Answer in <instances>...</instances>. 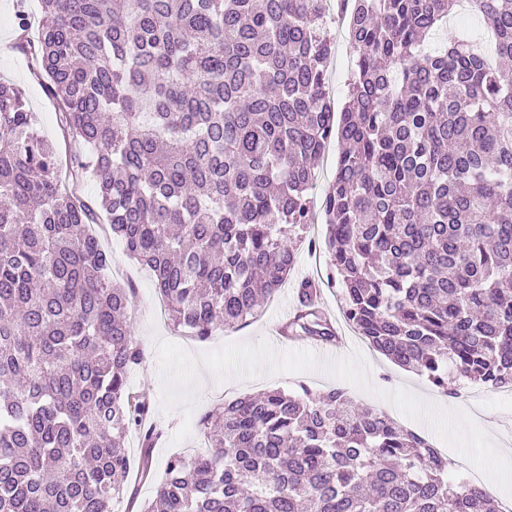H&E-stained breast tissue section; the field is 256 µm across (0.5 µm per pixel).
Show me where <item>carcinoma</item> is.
I'll use <instances>...</instances> for the list:
<instances>
[{"label":"carcinoma","instance_id":"carcinoma-1","mask_svg":"<svg viewBox=\"0 0 512 512\" xmlns=\"http://www.w3.org/2000/svg\"><path fill=\"white\" fill-rule=\"evenodd\" d=\"M16 24L79 145L93 209L58 178L22 92L0 82V512H112L160 432L128 375L135 288L107 277L105 215L199 340L273 296L314 222V163L345 145L323 201L346 321L456 397L512 387V0H469L488 51L425 42L460 0H336L354 65L329 98L331 0H40ZM315 279L282 330L336 338ZM208 452L167 462L143 512H500L421 435L341 387L225 402ZM141 449L132 463L126 440Z\"/></svg>","mask_w":512,"mask_h":512}]
</instances>
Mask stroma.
Segmentation results:
<instances>
[{
    "label": "stroma",
    "mask_w": 512,
    "mask_h": 512,
    "mask_svg": "<svg viewBox=\"0 0 512 512\" xmlns=\"http://www.w3.org/2000/svg\"><path fill=\"white\" fill-rule=\"evenodd\" d=\"M37 4L38 0H0V81L13 84L23 92L28 107L36 116L38 131L47 140L56 144L59 160L64 164L74 146L64 142L56 122L55 103L46 95L42 85L32 74L28 58L20 48L19 33L14 26V13L21 5L25 6L31 22H38ZM330 35L335 41V53L329 65V84L332 89L331 98L335 105L340 106L344 104L347 94L345 81L352 64V55L345 27L331 26ZM325 233L324 213L319 210L315 213L313 224L307 225L303 233L305 242L299 247L294 269L279 291L264 304L258 316L241 327L218 332L215 336L201 341L181 335L174 329L164 315L150 271L126 256L122 243L113 237L109 226L98 227L97 234L112 259L110 276L131 283L136 289L131 320L133 333L144 348L145 359L130 375L129 389L150 401L152 417L162 432L161 438L152 450L154 481L148 483L136 478L131 479L129 489L135 494L134 500L124 499L115 503L112 512H141L142 507L153 498L154 482L163 477L169 458L181 451L180 445L172 443L171 438L187 416H184L182 408L175 407L165 412L160 407L161 381L156 351L157 339L175 342L195 358L228 342H259L267 338L272 325L280 323L296 307L295 285L301 279L310 277L323 280L326 307L332 313H339L342 305L341 288L329 279L327 258L311 252L308 247L309 240H323ZM344 334L348 353L356 352L363 356L370 368L371 381L376 387L386 391L404 387L424 401H431L434 390L424 378L401 370L383 356L376 354L353 328H345ZM302 384L313 391L324 392L337 386L338 381L321 371L290 374L264 372L251 379L237 374L221 385L217 384L215 379H207L206 383L200 386L192 414L188 416L193 421L189 439L197 441L201 435L198 421L214 406L264 390H295ZM484 396L483 407L478 412H472L471 419L477 426H491V440L496 443L502 442L504 436L501 424L512 419V394L488 388L485 389Z\"/></svg>",
    "instance_id": "stroma-1"
}]
</instances>
